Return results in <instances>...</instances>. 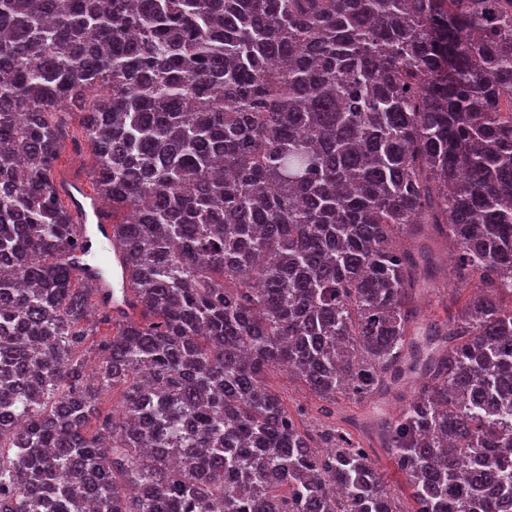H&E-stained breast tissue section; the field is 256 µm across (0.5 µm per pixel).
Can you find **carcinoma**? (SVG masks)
Returning <instances> with one entry per match:
<instances>
[{
    "label": "carcinoma",
    "instance_id": "1",
    "mask_svg": "<svg viewBox=\"0 0 512 512\" xmlns=\"http://www.w3.org/2000/svg\"><path fill=\"white\" fill-rule=\"evenodd\" d=\"M65 112L139 309L102 310L95 383ZM436 239L478 294L418 344ZM275 366L331 402L414 380L379 426L407 494L353 435L373 420L310 434ZM2 415L0 512H501L512 0H0Z\"/></svg>",
    "mask_w": 512,
    "mask_h": 512
}]
</instances>
